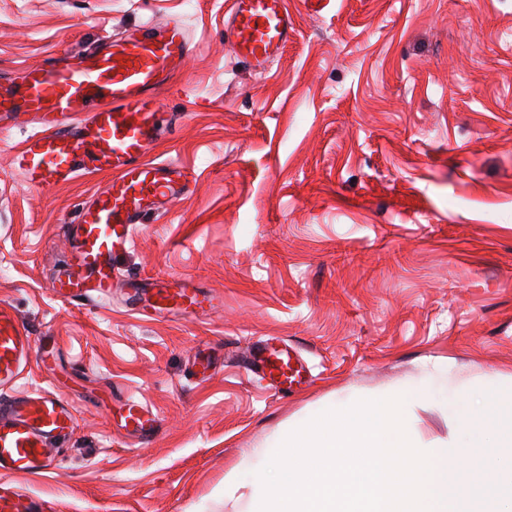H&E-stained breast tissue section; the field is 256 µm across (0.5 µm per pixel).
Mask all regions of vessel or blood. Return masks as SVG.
Instances as JSON below:
<instances>
[{
    "instance_id": "obj_1",
    "label": "vessel or blood",
    "mask_w": 512,
    "mask_h": 512,
    "mask_svg": "<svg viewBox=\"0 0 512 512\" xmlns=\"http://www.w3.org/2000/svg\"><path fill=\"white\" fill-rule=\"evenodd\" d=\"M224 30L237 58L266 71L294 32L288 0H230ZM194 52L183 26L153 19L123 34L64 54L45 56L19 77L0 78V131L28 130L12 159L31 188L67 185L89 173L111 176L110 186L66 225L64 266L49 283L70 303L112 296L113 261L132 242L145 215L172 203L190 186L184 168L153 158L164 121L156 108ZM129 299L156 315L196 316L212 310L213 295L192 280L132 283ZM34 339L0 306V512H53V501L18 489L14 476L54 465V443L73 430V405L54 389L14 393L28 366ZM256 372L283 385L300 383L297 351L276 344L250 351ZM123 427L146 440L156 430L154 414L140 402L124 406Z\"/></svg>"
}]
</instances>
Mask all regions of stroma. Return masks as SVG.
<instances>
[{"instance_id":"obj_1","label":"stroma","mask_w":512,"mask_h":512,"mask_svg":"<svg viewBox=\"0 0 512 512\" xmlns=\"http://www.w3.org/2000/svg\"><path fill=\"white\" fill-rule=\"evenodd\" d=\"M229 0H0V76L46 54L176 19L194 52L160 109L157 156L193 175L114 261L108 303L54 297L63 227L106 186L34 189L0 131V304L36 350L16 388L75 409L56 466L16 478L56 512H248L224 474L289 420L336 397L438 386L417 409L446 437L450 392L512 376V0H288L298 32L266 72L232 52ZM193 278L199 317L127 310L129 279ZM295 348L284 390L253 343ZM147 405L157 434L119 423Z\"/></svg>"}]
</instances>
